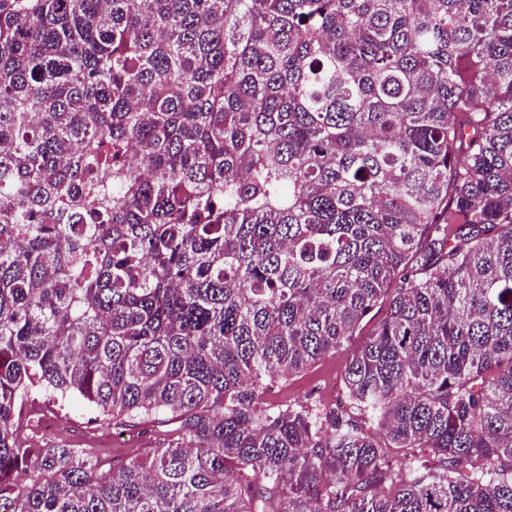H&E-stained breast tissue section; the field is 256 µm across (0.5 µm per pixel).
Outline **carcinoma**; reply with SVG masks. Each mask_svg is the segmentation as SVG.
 I'll list each match as a JSON object with an SVG mask.
<instances>
[{
    "label": "carcinoma",
    "instance_id": "cac0c4a2",
    "mask_svg": "<svg viewBox=\"0 0 512 512\" xmlns=\"http://www.w3.org/2000/svg\"><path fill=\"white\" fill-rule=\"evenodd\" d=\"M0 512H512V0H0ZM385 307L375 309L362 324L346 351L327 355L305 371L269 385L263 393L264 405L283 403L314 406L335 405L336 395L344 392L343 373L346 355L359 345L374 325L384 316ZM52 405L51 401L37 403L31 414L42 416L40 425L35 429L24 428L21 431L22 442L41 443L43 440L64 441L71 448H85L98 455L105 464L118 467L127 460L145 453L148 448L167 444L177 438L169 432L176 424L127 422L123 426H112V421H104L90 407L77 399H66L63 403ZM44 415V416H43ZM50 425L55 433L45 437L41 433H50ZM148 433H144L145 431Z\"/></svg>",
    "mask_w": 512,
    "mask_h": 512
}]
</instances>
